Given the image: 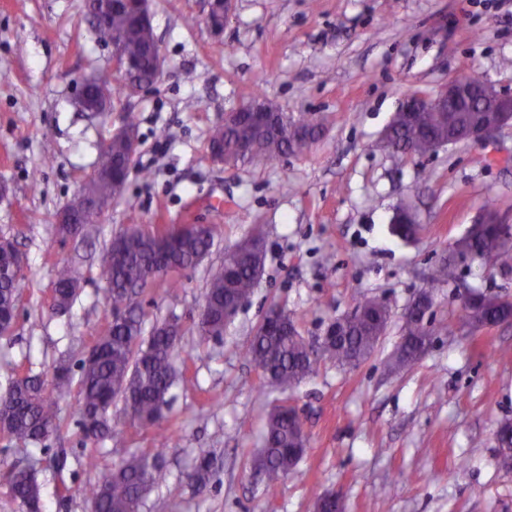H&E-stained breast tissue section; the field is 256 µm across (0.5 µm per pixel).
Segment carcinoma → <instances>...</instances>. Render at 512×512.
Returning <instances> with one entry per match:
<instances>
[{
  "label": "carcinoma",
  "instance_id": "1",
  "mask_svg": "<svg viewBox=\"0 0 512 512\" xmlns=\"http://www.w3.org/2000/svg\"><path fill=\"white\" fill-rule=\"evenodd\" d=\"M91 9L102 16L103 22L95 27L99 42L112 46L123 57L138 61L139 78L151 75L148 49L154 40L153 27L143 26L120 9L111 0H90ZM450 115L445 112H416L412 119L392 130L391 142L413 156L435 151L436 140L448 135ZM297 121L285 118L280 129L267 131L250 125L226 124L220 131H212L210 141L224 148L233 164L268 163L291 151L294 127ZM133 155L124 151L118 141L112 149L101 151L99 163L110 168L114 165L128 170ZM119 198L112 180L102 178L82 185L72 202L74 219L79 233L88 231L92 223L93 208L97 204L111 206ZM213 243V226L202 234H188L180 228L165 233H151L128 227L112 238L109 250L112 260L99 268L98 278L106 285L105 292L112 305L115 321L95 339V347L103 355L83 358L78 379L79 397L76 411L80 421L96 420L99 437L112 436V404L116 399L124 403L125 416L142 428H156L164 432V440L172 435L161 426L168 395L177 380L175 358L180 350L181 336H167L159 325H154L148 338H143V317L132 304L137 288H147L166 272L198 264V259L209 253ZM459 252L478 256L485 266L512 271V247L497 243L496 231L484 236L465 239L459 243ZM14 253L0 247V306L16 313L23 288V278H14ZM263 258L245 255L230 269L220 264L208 272L204 304L207 319L198 323L199 335L204 339L224 335L225 312L235 309L253 292L261 274ZM455 261L444 258L429 276L423 294L431 297L433 291L448 283ZM54 283L56 302L70 304L78 284L71 265L57 267ZM362 307L383 315L378 321L359 319L346 324L344 335L310 354L303 342L294 316L284 306L281 311V331L270 332L264 324L256 328L247 347L250 361L263 368L262 376L270 384L282 389L293 387L314 372L319 359L336 361L341 366L357 367L375 350L380 336L387 330L389 319L387 304L369 298ZM512 318V301L505 302L499 295L485 294L478 303L461 310L457 324L468 327L493 326ZM405 345L401 356L390 362L396 369L414 362L425 343L431 342L432 331L424 324L405 321L401 326ZM0 403L9 411L10 420L3 434L15 445L27 448L47 440L60 427V417L50 393L35 377L15 379L0 394ZM291 410L275 406L265 416L262 448L253 463L257 477L270 487L281 478L298 475L297 465L306 452L307 439L301 427L290 417ZM148 452L129 456L116 469L102 474L87 490L98 512H139L142 495L153 485L166 480L167 473L151 463ZM8 483L15 501L26 500L32 512H40L41 489L33 467L14 468L8 474Z\"/></svg>",
  "mask_w": 512,
  "mask_h": 512
}]
</instances>
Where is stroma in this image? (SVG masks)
Here are the masks:
<instances>
[{
  "label": "stroma",
  "instance_id": "1",
  "mask_svg": "<svg viewBox=\"0 0 512 512\" xmlns=\"http://www.w3.org/2000/svg\"><path fill=\"white\" fill-rule=\"evenodd\" d=\"M84 3L25 0L19 9L0 0V237L24 256L14 327L0 335V393L22 375L54 389L58 362L78 367L111 323L98 270L120 230L212 224L216 234L199 265L134 298L145 328L175 320L185 331L165 413L175 441L160 447L153 430L129 424L108 440L85 437L76 391L65 390L61 427L48 440L17 448L0 435V512H19L6 484L14 465L33 464L44 512H91L86 487L156 447L168 478L147 490L139 512H315L333 490L345 512H512V467L495 441L500 422L512 420V327L456 329L465 291L512 297V273L457 266L425 316L426 353L388 366L402 314L449 244L487 209L512 224V127L487 145L423 157L382 144L407 96L455 76L475 74L512 94V0H236L218 33L206 23L209 0H151L163 74L122 111L96 116L76 99L87 78L112 76V51L97 41ZM258 94L291 117L316 119L322 136L263 166L214 164L211 129ZM127 111L138 116L139 146L122 197L87 235H62L60 211ZM402 202L420 226L411 240L391 230ZM257 229L265 248L258 285L223 336L200 341L209 269ZM62 263L80 290L59 313L51 289ZM367 297L386 300L391 321L358 367L323 360L283 390L246 359L270 305H286L315 343ZM281 403L297 411L308 449L299 477L268 490L252 461L264 417ZM91 453L95 471L84 465ZM199 468L202 486L188 478Z\"/></svg>",
  "mask_w": 512,
  "mask_h": 512
}]
</instances>
